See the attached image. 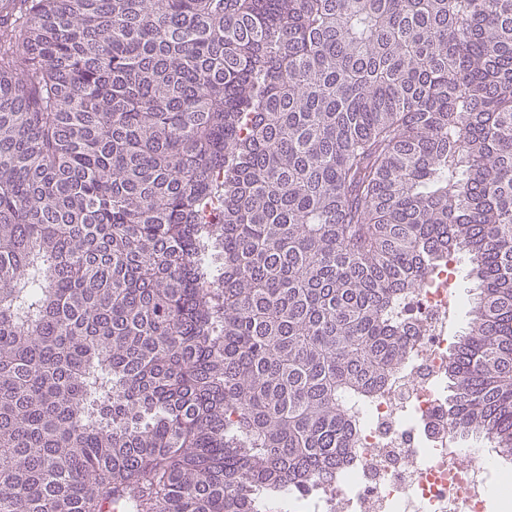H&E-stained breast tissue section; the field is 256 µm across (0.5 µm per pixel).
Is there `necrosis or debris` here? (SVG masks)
<instances>
[{
	"instance_id": "obj_1",
	"label": "necrosis or debris",
	"mask_w": 512,
	"mask_h": 512,
	"mask_svg": "<svg viewBox=\"0 0 512 512\" xmlns=\"http://www.w3.org/2000/svg\"><path fill=\"white\" fill-rule=\"evenodd\" d=\"M459 300L454 261L412 289L404 366L366 402L343 474L317 487L306 512H486L502 464L492 450L464 449L448 411V335Z\"/></svg>"
}]
</instances>
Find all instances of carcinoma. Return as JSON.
<instances>
[{
	"label": "carcinoma",
	"mask_w": 512,
	"mask_h": 512,
	"mask_svg": "<svg viewBox=\"0 0 512 512\" xmlns=\"http://www.w3.org/2000/svg\"><path fill=\"white\" fill-rule=\"evenodd\" d=\"M450 252L512 461V0H4L0 512L300 502Z\"/></svg>",
	"instance_id": "obj_1"
}]
</instances>
